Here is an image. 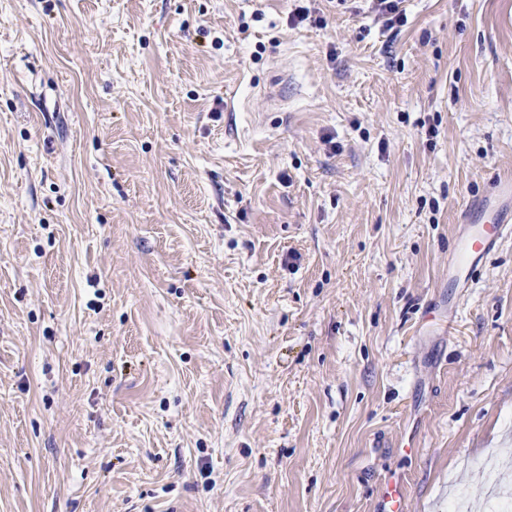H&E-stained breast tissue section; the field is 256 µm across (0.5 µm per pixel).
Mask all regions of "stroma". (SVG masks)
<instances>
[{
    "label": "stroma",
    "mask_w": 512,
    "mask_h": 512,
    "mask_svg": "<svg viewBox=\"0 0 512 512\" xmlns=\"http://www.w3.org/2000/svg\"><path fill=\"white\" fill-rule=\"evenodd\" d=\"M304 4L0 0V512H491L512 0ZM460 217L465 230L454 240L448 282L455 288H468V269L505 235L511 234L512 177H500L484 198L467 203ZM405 492L401 482H392L384 489L379 511L377 512H404Z\"/></svg>",
    "instance_id": "stroma-1"
}]
</instances>
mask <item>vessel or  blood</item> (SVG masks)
<instances>
[{
    "label": "vessel or blood",
    "instance_id": "1",
    "mask_svg": "<svg viewBox=\"0 0 512 512\" xmlns=\"http://www.w3.org/2000/svg\"><path fill=\"white\" fill-rule=\"evenodd\" d=\"M462 234L454 240L448 280L454 287L469 285L468 270L505 235L512 233V177H500L481 200L466 204L461 212ZM379 512H405V492L401 482L384 489Z\"/></svg>",
    "mask_w": 512,
    "mask_h": 512
}]
</instances>
